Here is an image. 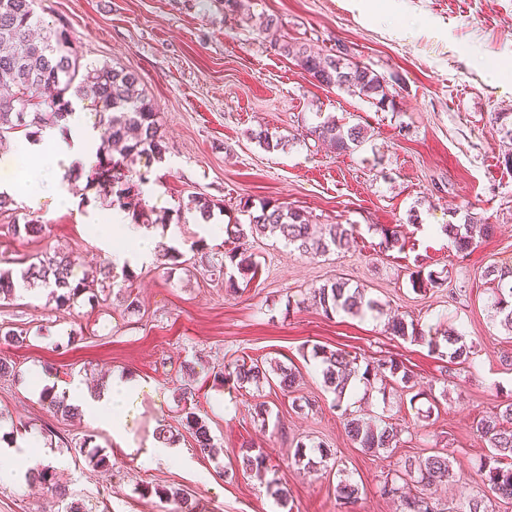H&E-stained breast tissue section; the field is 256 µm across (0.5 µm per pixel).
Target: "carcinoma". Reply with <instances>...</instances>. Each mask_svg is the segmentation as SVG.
<instances>
[{
    "label": "carcinoma",
    "instance_id": "1",
    "mask_svg": "<svg viewBox=\"0 0 512 512\" xmlns=\"http://www.w3.org/2000/svg\"><path fill=\"white\" fill-rule=\"evenodd\" d=\"M39 5L40 0H0V135L31 128L34 136L38 130L57 125L63 112L71 106V98L91 101L95 106L94 126L104 128V134L86 188L94 190L105 201L118 203L136 224L157 223L142 198V186L148 178L142 173L135 177L130 175L137 158L150 155L160 161L166 152L158 112L139 89V76L108 64L82 62L74 48L73 32L63 23L55 27L43 26L37 11ZM260 30L272 36L271 43L281 55L294 59L318 83L347 88L376 101L381 108L394 105L384 91L383 78L368 67L349 61L347 49L339 47L334 55L314 52L282 34L278 20L272 16L264 18ZM310 135L333 144L339 153L352 152L367 140L363 126H346L334 119L312 127ZM243 207L248 213V224L235 225L234 235L238 237L248 233L257 236L278 233L304 255H323L349 244V232L341 224H327L316 233L308 215L280 203L264 201L255 209L247 200ZM490 229L491 225L480 223V219L470 214L465 216L462 227L450 223L441 227L461 253L473 247L475 235L485 236ZM224 259L226 263L219 264V271L224 274V285L230 290L238 286L237 277L245 278L256 272V263L249 256L230 251L224 254ZM73 262L71 256L56 252L49 256H32L31 262L17 275L10 269H0V295L12 296L18 281L22 280L50 290L57 305L69 306L87 291V284L70 281ZM484 276L489 283V306L502 329L512 335V267L490 265ZM314 299L327 315L379 311L378 302L368 297L364 289L352 288L341 279L315 289ZM387 331L394 337L426 344L430 352L441 359L447 358L452 365L466 364L473 355L472 346L466 343L464 336L451 329L426 334L414 322L397 316L387 321ZM313 357L320 361L324 384L335 394L338 407L345 399L347 387L358 382L368 386L387 375L404 385L410 383L406 367L392 358L362 363L346 351L318 347L313 348ZM235 373L242 383H256L267 377V369L257 360L249 365H238ZM185 427L201 450L213 449L205 421L189 413ZM475 429L489 447V454L480 459L477 469L488 494L468 496L466 507H459L455 512H491L493 497L512 503V400L497 405L494 411L479 419ZM346 430L356 447L378 454L397 447L403 428L386 421L373 424L350 418L346 421ZM306 448L303 442L296 444L294 463L314 470L317 461ZM241 460L243 467L250 471L266 467V457L251 448L241 449ZM454 478L453 461L444 452L408 457L400 470L384 479L380 493L396 497L401 490L398 481L413 483L420 487L421 493L402 497V512H438L428 490ZM31 481L51 489L61 512H82L75 504L67 502L68 490L58 483L50 466L37 464Z\"/></svg>",
    "mask_w": 512,
    "mask_h": 512
}]
</instances>
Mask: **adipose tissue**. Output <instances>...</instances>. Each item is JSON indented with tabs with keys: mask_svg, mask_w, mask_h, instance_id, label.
<instances>
[{
	"mask_svg": "<svg viewBox=\"0 0 512 512\" xmlns=\"http://www.w3.org/2000/svg\"><path fill=\"white\" fill-rule=\"evenodd\" d=\"M67 136L56 131L43 132L40 141H24L18 152L0 155V170H12L19 157L40 159L45 169V184H31L24 192H17L13 183L0 181V193L18 197L31 209L42 208L49 199L60 198L64 192L62 178L65 173H77L96 163L92 145L97 131L87 123L81 107H74L65 121ZM51 142L52 150H44V142ZM99 247L107 253L113 265L122 267L133 261L153 259L156 239L150 228L131 223L126 212L112 213V223L99 239ZM69 404L76 406L90 420L107 426L115 440H122L140 402L141 385L133 377L113 376L107 388L90 393L81 382L74 381L64 389Z\"/></svg>",
	"mask_w": 512,
	"mask_h": 512,
	"instance_id": "1",
	"label": "adipose tissue"
}]
</instances>
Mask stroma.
Returning <instances> with one entry per match:
<instances>
[{
	"label": "stroma",
	"instance_id": "1",
	"mask_svg": "<svg viewBox=\"0 0 512 512\" xmlns=\"http://www.w3.org/2000/svg\"><path fill=\"white\" fill-rule=\"evenodd\" d=\"M50 23L73 31L84 60L137 73L159 114L167 147L163 161L140 160L147 173V207L163 215L154 225L168 257L117 269L114 288L96 299L60 307L44 289L0 299V326L24 331V343L0 342L15 373L0 378V434L12 442L39 439L46 462L84 512H180L186 494L194 512H400L379 494L401 458L448 453L461 483L444 486L443 506L462 503L481 487L474 465L487 444L476 421L512 399V354L487 307L490 264L512 266V143L491 128L492 113L512 116V0H43ZM272 15L282 33L322 53L346 46L351 62L383 77L395 105L382 110L364 96L323 86L292 58L279 55L258 30ZM368 129L353 152L310 136L327 117ZM285 139L272 150L251 134ZM213 201L203 223L188 210L191 197ZM276 201L317 225L342 224L350 246L303 256L276 235L235 239L227 226L247 223L244 201ZM492 224L472 251L457 252L440 231L466 213ZM25 209L0 214V268L19 270L35 254L77 256L82 279L108 259L96 246L111 209L83 190L71 205H44L40 237L17 234ZM416 222H409V215ZM400 244L383 250L382 229ZM251 255L256 275L228 290L210 275L208 260L231 249ZM446 272L443 286L414 291V272ZM364 288L383 310L372 316L325 315L314 288L336 279ZM138 300L127 309L125 296ZM422 330L448 326L474 353L449 366L426 345L390 336L389 314ZM361 358L392 356L410 369L420 395L369 389L346 410L334 405L314 347ZM258 359L291 367L297 380L237 383V364ZM43 370L55 384L107 385L113 374L140 379L144 392L123 441L84 415L49 411L31 387ZM447 399H440V392ZM309 407L295 408L297 398ZM270 409L267 426L256 405ZM205 420L218 448L201 452L183 426L187 413ZM367 421L402 420L407 430L395 453L356 448L347 414ZM172 433L178 460L149 453L158 428ZM91 439L112 467L96 468L79 451ZM325 444L331 460L306 472L293 466L297 441ZM253 448L268 470H242L238 456ZM360 487L351 502L338 497L340 480ZM163 486L173 496L151 494ZM50 490L0 483V512H57Z\"/></svg>",
	"mask_w": 512,
	"mask_h": 512
}]
</instances>
